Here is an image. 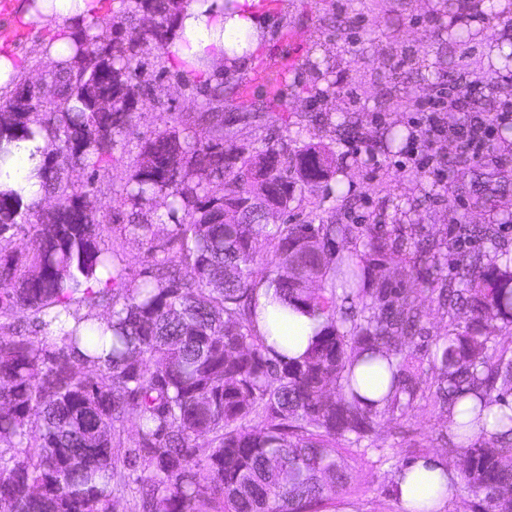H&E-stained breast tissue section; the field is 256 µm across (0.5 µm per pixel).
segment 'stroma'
Instances as JSON below:
<instances>
[{
  "label": "stroma",
  "instance_id": "stroma-1",
  "mask_svg": "<svg viewBox=\"0 0 512 512\" xmlns=\"http://www.w3.org/2000/svg\"><path fill=\"white\" fill-rule=\"evenodd\" d=\"M21 0H0V27L18 30L13 40L0 38V52L9 51L20 71L18 81L48 83L49 64L43 57L45 44L56 32L48 23L23 20L17 8ZM270 15L267 38L254 62L287 53L281 37L297 35L301 53L294 63L284 93L285 107L276 112H258L263 89H255L252 105L224 104V141L258 152L276 141L298 144L322 142L336 152L335 181L345 191L330 197L303 198L282 215L269 217V224H316L326 218L340 224H404L422 226L438 236L448 235L454 219L465 224H497L495 243L469 244V251H512V142L498 139V161L472 160L445 169V185H437L433 171L400 170L399 151L383 145L386 128L402 129L407 139L422 136L426 125L417 102L439 98L443 79L469 84L475 106L484 113L500 112L512 102V66H501L499 50L512 30V0H466L462 10H449L448 0H266ZM482 22L488 34L482 41L471 36L473 21ZM319 61L325 74L312 83L309 61ZM142 63L156 75L155 95L140 101L133 114V130L115 151L116 160L94 172L82 166L68 169L69 186L84 193L90 208L104 216L103 239L114 264L128 278L140 281L152 269L151 243L164 241L173 228L168 218L167 198H157L150 220L153 239L124 232L115 215L123 205L118 196L100 192L106 182L121 184L140 159L145 140L165 124L196 126L206 109L207 98L199 87L184 85L177 71L167 65L163 53L144 49ZM334 95L328 121L310 122L317 110L316 90ZM360 125L359 140L346 138L343 122ZM450 434L448 418L426 406L410 415L384 418L371 440L375 451L340 442L339 448L356 476L353 496L362 512H404L391 497L387 466L379 455L402 460L410 439L419 440L430 456L447 461L457 470V460L447 459Z\"/></svg>",
  "mask_w": 512,
  "mask_h": 512
}]
</instances>
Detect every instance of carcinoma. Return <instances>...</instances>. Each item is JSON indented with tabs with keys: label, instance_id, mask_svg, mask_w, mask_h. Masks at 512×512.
I'll use <instances>...</instances> for the list:
<instances>
[{
	"label": "carcinoma",
	"instance_id": "cac0c4a2",
	"mask_svg": "<svg viewBox=\"0 0 512 512\" xmlns=\"http://www.w3.org/2000/svg\"><path fill=\"white\" fill-rule=\"evenodd\" d=\"M125 2L111 29L85 35L74 65L49 74L54 98L0 102L14 110L0 124V158L38 125L50 137L39 176L56 196L28 224L35 204L0 191V235L25 240L0 256V329H11L16 308L33 325L26 336H0V512H112L114 493L131 480L141 512H332L354 484L338 442L358 445L385 417L423 404L447 414L451 449L462 451L474 494L466 512H512V414L501 412L490 432L476 429L512 396V332L503 334L512 326V254L463 257L449 278L446 237L417 239L385 224L270 230L266 209L287 212L298 189L332 190L335 154L273 143L250 155L224 144L217 124L203 139L170 126L154 132L122 189L125 230L138 236L152 234L156 198L171 199L174 227L154 258L163 266L176 247L186 274L132 285L114 267L99 216L63 171L112 161L134 103L152 95L138 57L147 46L166 51L179 0ZM140 14L158 26L136 24ZM363 236L378 270L409 255L401 287H367L358 251L336 253V238ZM261 243L274 270L258 280ZM262 287L273 290L269 304L323 318L303 355L276 351L259 328ZM423 294L448 316V335L418 356ZM101 302L112 307L104 321L79 312ZM361 365L387 378L369 403Z\"/></svg>",
	"mask_w": 512,
	"mask_h": 512
}]
</instances>
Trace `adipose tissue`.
<instances>
[{"label": "adipose tissue", "mask_w": 512, "mask_h": 512, "mask_svg": "<svg viewBox=\"0 0 512 512\" xmlns=\"http://www.w3.org/2000/svg\"><path fill=\"white\" fill-rule=\"evenodd\" d=\"M25 17L51 21L57 40L47 46V58L61 66L74 54L83 30L102 25L106 19L104 0H26ZM269 14L262 0H182L168 46L185 84L199 77L224 72L231 76L252 64V56L263 42ZM49 144L46 131L35 130L32 138L15 142L0 171V189H11L23 201L42 194L37 170ZM459 479L445 471L435 458L417 460L399 483V499L405 512L430 508L441 512L448 497L456 494Z\"/></svg>", "instance_id": "1"}]
</instances>
